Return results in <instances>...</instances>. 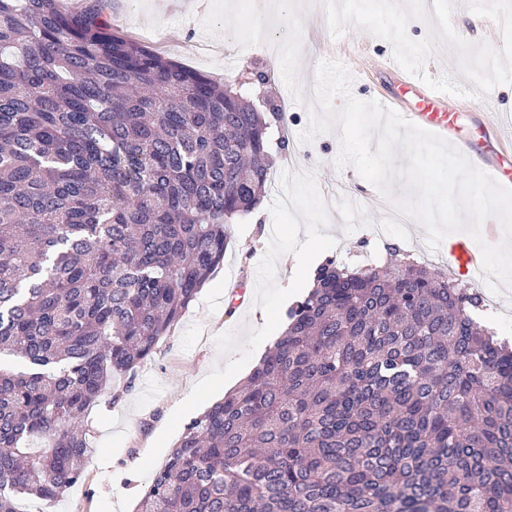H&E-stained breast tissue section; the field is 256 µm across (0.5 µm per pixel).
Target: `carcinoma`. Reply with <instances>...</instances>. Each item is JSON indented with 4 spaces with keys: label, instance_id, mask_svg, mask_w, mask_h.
Instances as JSON below:
<instances>
[{
    "label": "carcinoma",
    "instance_id": "obj_1",
    "mask_svg": "<svg viewBox=\"0 0 512 512\" xmlns=\"http://www.w3.org/2000/svg\"><path fill=\"white\" fill-rule=\"evenodd\" d=\"M108 0H0V512L84 482L85 419L156 352L269 179L245 73L111 28ZM328 259L136 512H512V344L395 244ZM38 447L33 448L31 444Z\"/></svg>",
    "mask_w": 512,
    "mask_h": 512
}]
</instances>
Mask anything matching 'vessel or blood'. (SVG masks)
<instances>
[{"label": "vessel or blood", "instance_id": "vessel-or-blood-1", "mask_svg": "<svg viewBox=\"0 0 512 512\" xmlns=\"http://www.w3.org/2000/svg\"><path fill=\"white\" fill-rule=\"evenodd\" d=\"M446 26L450 38H459L457 18L461 10H468L471 17L481 19L480 0H444ZM342 32L349 37L381 38L379 30L362 25L350 13L342 15ZM400 91L395 95H381L380 103L419 127L453 143L468 159L479 161L486 172L501 185L512 187V113L497 111L494 117L480 114L481 103L471 93L442 97L430 85L416 78L400 77ZM478 110L471 136L457 134L456 120L459 112ZM448 262L472 280L481 277V264L475 252L465 243H457L448 249Z\"/></svg>", "mask_w": 512, "mask_h": 512}]
</instances>
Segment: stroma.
Segmentation results:
<instances>
[{
    "instance_id": "stroma-1",
    "label": "stroma",
    "mask_w": 512,
    "mask_h": 512,
    "mask_svg": "<svg viewBox=\"0 0 512 512\" xmlns=\"http://www.w3.org/2000/svg\"><path fill=\"white\" fill-rule=\"evenodd\" d=\"M346 9L382 30L385 40L340 43L336 0L284 5L272 0L267 24L284 47L272 62L261 45L241 40L254 21L250 0H110L112 28L188 69L220 81L247 66L268 73L265 84L253 87V99L260 107L269 100L286 104L292 130L287 146L274 156L269 182L296 205L285 209L270 192L253 213L232 225L209 295L191 303L132 380L114 378V385L129 387L118 403L103 401L90 411L93 452L84 482L50 505L19 500L20 512H131L185 426L205 411L207 397L222 392L226 380L247 377L279 336L286 309L304 292L303 285L285 276L283 261L303 242L317 245L319 259L351 265L382 257L386 244L394 242L418 260L440 263L419 221L393 224L392 210L383 206L377 188L353 168H335L339 128L308 143L299 141L309 123L314 69L324 59L342 62L354 75L353 95L371 101L378 93L396 91L398 78L388 73L363 82L364 61L400 43L410 75L425 78L438 94L451 92L458 80L491 105L512 111V68L498 72L483 63L498 53L512 57V42L494 34L499 20L512 19V0H486L485 30H472L470 20L460 18L461 35L455 40L443 30V13L429 11L427 0H346ZM445 54L453 60L448 73L442 69ZM298 153L309 178H285L290 157ZM237 283L243 292L231 313L227 290Z\"/></svg>"
}]
</instances>
